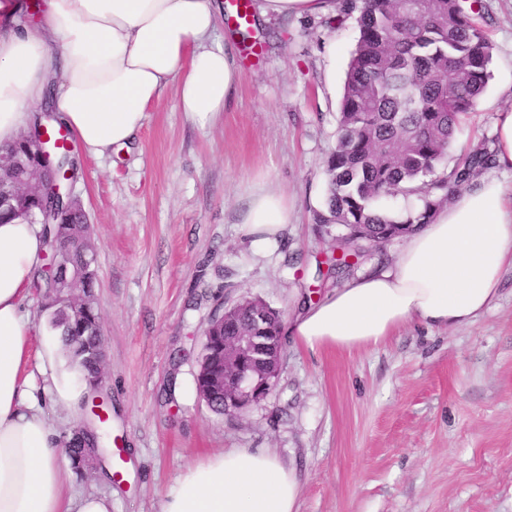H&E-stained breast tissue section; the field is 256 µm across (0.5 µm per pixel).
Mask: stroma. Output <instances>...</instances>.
Wrapping results in <instances>:
<instances>
[{
    "label": "stroma",
    "instance_id": "stroma-1",
    "mask_svg": "<svg viewBox=\"0 0 512 512\" xmlns=\"http://www.w3.org/2000/svg\"><path fill=\"white\" fill-rule=\"evenodd\" d=\"M491 78L459 125L443 168L494 145L512 109V0H485ZM333 0L301 17L273 18L237 41L239 81L228 109L201 129L168 84L130 149L98 157L74 146V192L97 250L95 299L106 339L102 390L123 479L79 476L112 512H162L186 471L229 448H272L302 480L298 512H512V267L472 324L409 323L352 351L286 338L273 392L238 416H218L194 383L203 331L245 298L279 310L284 325L308 304L381 265L397 239L351 257L321 280L326 236L313 212L326 196L325 161L357 34L326 25ZM269 183L292 222L257 252L242 231L251 189Z\"/></svg>",
    "mask_w": 512,
    "mask_h": 512
}]
</instances>
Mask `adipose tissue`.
<instances>
[{"instance_id": "1", "label": "adipose tissue", "mask_w": 512, "mask_h": 512, "mask_svg": "<svg viewBox=\"0 0 512 512\" xmlns=\"http://www.w3.org/2000/svg\"><path fill=\"white\" fill-rule=\"evenodd\" d=\"M215 0H39L37 18L0 0V145L50 102L83 148L104 156L139 131L148 104L177 83L179 106L198 127L213 125L231 98L238 68L213 43ZM290 222L278 194L252 195L243 230L261 244ZM41 227L0 224V512H112V500L70 493L71 462L36 395L43 376L69 409L81 389L62 378L64 346L43 341L28 372L30 314L22 303L43 265ZM512 266V191L484 174L406 237L395 261L305 309L289 332L315 349L374 344L400 326L464 327L488 310ZM294 467L268 448H237L199 463L168 493L163 512H297Z\"/></svg>"}]
</instances>
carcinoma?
Returning a JSON list of instances; mask_svg holds the SVG:
<instances>
[{"mask_svg":"<svg viewBox=\"0 0 512 512\" xmlns=\"http://www.w3.org/2000/svg\"><path fill=\"white\" fill-rule=\"evenodd\" d=\"M484 0H418L412 11L402 0H338L328 23L355 18L359 36L350 52L337 113L336 150L326 161L327 198L314 211L319 233L330 238L325 277L349 271L347 257L365 244H382L427 223L432 210L448 194L469 185L492 167L494 152L484 145L467 153L449 172L439 167L454 142L462 116L474 111L491 77L493 45L475 16L485 14ZM61 119L52 112L37 113L33 126L3 153L27 156L28 136L40 134L51 144L60 142ZM416 196L418 209L401 218L382 214L376 202L387 196ZM0 221L41 216L46 244L88 236L89 226L78 201L64 209L66 223H53L44 212V199L23 189L21 172L0 175ZM342 228L336 234L334 229ZM341 250L342 257L335 256ZM95 271L82 274L73 293L55 292L57 271L37 270L33 287L44 289L43 310L51 331L75 338L67 349L82 381L96 390L101 370L99 314L93 301ZM240 313L227 322L211 319L203 352L223 367L219 342L245 326Z\"/></svg>","mask_w":512,"mask_h":512,"instance_id":"1","label":"carcinoma"}]
</instances>
